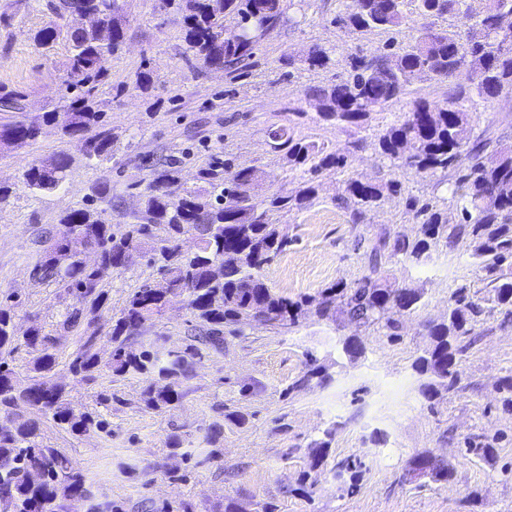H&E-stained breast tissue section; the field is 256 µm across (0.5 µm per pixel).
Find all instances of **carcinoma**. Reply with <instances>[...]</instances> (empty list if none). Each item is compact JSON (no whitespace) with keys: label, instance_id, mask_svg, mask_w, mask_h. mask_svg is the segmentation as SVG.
I'll use <instances>...</instances> for the list:
<instances>
[{"label":"carcinoma","instance_id":"1","mask_svg":"<svg viewBox=\"0 0 512 512\" xmlns=\"http://www.w3.org/2000/svg\"><path fill=\"white\" fill-rule=\"evenodd\" d=\"M92 0H62L50 6L52 16L33 31V41L50 46L63 39L68 51L57 79L65 89L59 104L33 120L0 124V141L36 140L45 125L56 123V114L69 115L67 133L88 136L89 161L107 157L115 137L106 128L104 113L96 101L106 81L100 58L116 53L125 42L127 16H112L106 31L70 25L67 15L90 7ZM414 7L422 20L411 44L401 47L389 39L384 51L374 57L353 56L350 69L330 84L310 86L304 98L316 99V120L350 137L367 130L379 107L411 94L418 75L437 81L461 70L471 74V84L458 85L438 102L417 97L407 111L383 127L370 142L372 149L389 162L390 177L364 181L349 173V150L317 142L299 131L307 117L302 106L288 107V123L268 132L271 149L280 154L288 175L298 179L297 189L286 195H264L265 171L241 167L226 154L214 155L197 172V183L177 197L168 188L179 182L180 162L152 164L151 180L142 195L135 223L114 231L101 214L89 208L65 212L60 228L45 239L46 247L36 264L38 276L63 288L72 299L65 308L59 330L82 333L70 353L68 371L90 379L107 369L116 377L140 375L146 385L141 401L151 410L163 411L181 399L180 386L193 371L200 346L220 348L225 337L240 336L245 325L260 315L265 324L286 329L298 323L313 299L291 300L275 293L262 271L288 247V235L275 216L299 212L318 198L324 178L343 176L338 200L350 210L354 225L402 194L403 184L395 171H412L421 178L438 177L436 186H447L445 196L405 198V213L420 221L421 236L409 239L384 226L368 241H356L363 250V273L351 282L339 281L321 291L316 314L330 319L341 313L360 326L385 330L393 336L399 329L396 316L414 313L422 294L412 288L394 287L388 281L393 263L420 265L431 247L440 242H464L474 265L483 272V290L462 284L448 296V315L424 325L430 345L418 357L414 370L423 378L421 393L431 399L439 391L464 389L462 363L478 336L485 317L498 314L512 322V145L494 137L490 128L477 130L476 113L469 109L473 97L495 99L512 91V29L497 26L502 13L512 14V0H484L474 15L461 8V0H343L331 24L354 36L378 31L390 34L406 23L404 7ZM154 10L179 16L185 32V53L223 69L235 80L240 68L258 65L257 52L264 34H272L284 22V0H155ZM237 19L232 28L224 16ZM448 17V28L434 21ZM330 55L319 44L304 59L309 69H324ZM26 94L0 86V112L25 111ZM69 161L58 153L35 161L23 173L24 184L33 192L60 189ZM198 232L195 250L184 252L179 239L186 230ZM98 252L101 265L120 270L126 266L128 249H145L158 265V281L146 280L128 294L112 328L104 337L112 345V357L100 360L94 324L107 306L103 276L82 265L76 244ZM181 300L197 327L184 350L159 351L141 342L138 324L161 316L174 300ZM17 295H0V414L15 416L9 424L0 421V512H63L64 502L83 494L91 501L89 512H123L120 503L93 501V494L76 462L60 448L44 440L43 424L50 419L58 427L79 436L103 431L105 421L90 411L75 408L57 367L60 334L45 331L34 320L22 336L14 333ZM29 356L26 373L13 367L15 354ZM328 377L317 359L308 357L305 369L288 386L292 391ZM33 410L25 417L15 414L21 406ZM337 431L331 426L310 444L312 466L325 458ZM465 453L488 458L492 448L481 436L465 441ZM411 468L426 469L437 482L455 477V467L443 459L420 455Z\"/></svg>","mask_w":512,"mask_h":512}]
</instances>
